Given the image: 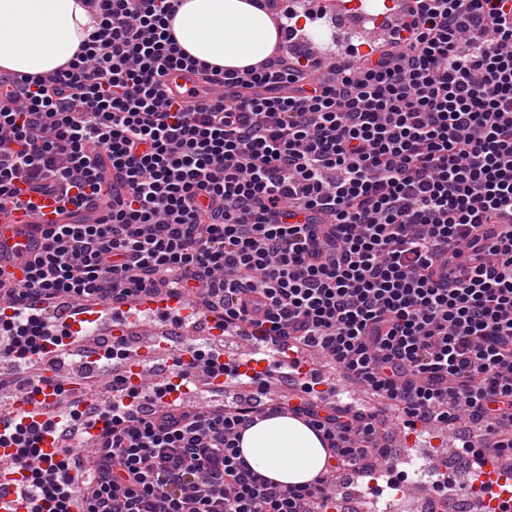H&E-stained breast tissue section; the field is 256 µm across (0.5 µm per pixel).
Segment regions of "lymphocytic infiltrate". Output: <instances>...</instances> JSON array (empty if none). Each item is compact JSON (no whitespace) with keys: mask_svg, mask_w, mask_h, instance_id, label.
<instances>
[{"mask_svg":"<svg viewBox=\"0 0 512 512\" xmlns=\"http://www.w3.org/2000/svg\"><path fill=\"white\" fill-rule=\"evenodd\" d=\"M98 27L35 77L0 72V200L16 181L94 224L50 225L0 300L201 296L219 328L315 349L403 418L485 430L512 459V0H412L388 49L330 79L284 51L242 70L197 60L180 0H83ZM203 97L170 94L174 70ZM165 380L110 403L92 461L36 485L53 512H330L337 471L384 460L373 413L230 400L184 407ZM284 413L327 462L284 487L240 455ZM167 84L176 97L194 100L203 96L204 85L200 82V77L189 70L172 71Z\"/></svg>","mask_w":512,"mask_h":512,"instance_id":"lymphocytic-infiltrate-1","label":"lymphocytic infiltrate"}]
</instances>
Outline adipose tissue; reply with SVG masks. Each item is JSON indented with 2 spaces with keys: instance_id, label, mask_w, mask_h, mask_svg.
<instances>
[{
  "instance_id": "1",
  "label": "adipose tissue",
  "mask_w": 512,
  "mask_h": 512,
  "mask_svg": "<svg viewBox=\"0 0 512 512\" xmlns=\"http://www.w3.org/2000/svg\"><path fill=\"white\" fill-rule=\"evenodd\" d=\"M91 29L82 0H0V71L57 70ZM172 29L188 55L223 69L257 64L279 38L257 0H181ZM240 449L256 471L285 486L310 482L327 462L319 436L291 416L259 420L243 432Z\"/></svg>"
}]
</instances>
